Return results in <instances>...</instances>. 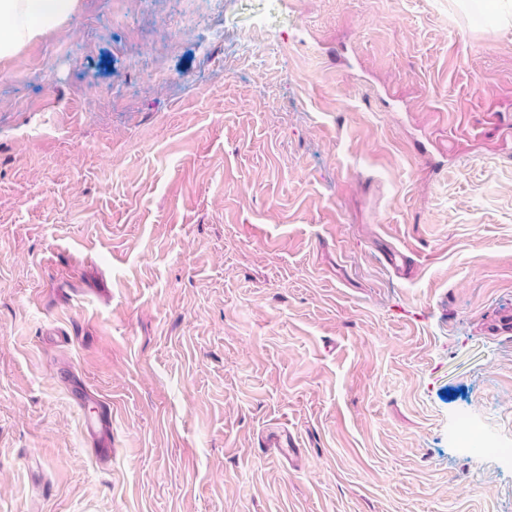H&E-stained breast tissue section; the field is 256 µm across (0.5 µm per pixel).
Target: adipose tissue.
<instances>
[{
	"label": "adipose tissue",
	"instance_id": "1",
	"mask_svg": "<svg viewBox=\"0 0 512 512\" xmlns=\"http://www.w3.org/2000/svg\"><path fill=\"white\" fill-rule=\"evenodd\" d=\"M78 0H0V59L62 24L75 12Z\"/></svg>",
	"mask_w": 512,
	"mask_h": 512
}]
</instances>
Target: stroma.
Returning <instances> with one entry per match:
<instances>
[{
  "instance_id": "stroma-1",
  "label": "stroma",
  "mask_w": 512,
  "mask_h": 512,
  "mask_svg": "<svg viewBox=\"0 0 512 512\" xmlns=\"http://www.w3.org/2000/svg\"><path fill=\"white\" fill-rule=\"evenodd\" d=\"M75 15L0 60V512H512V27ZM89 396L96 400L100 411L95 417L85 421V429L98 439L97 456L101 461L112 457V404L97 392L89 391Z\"/></svg>"
}]
</instances>
